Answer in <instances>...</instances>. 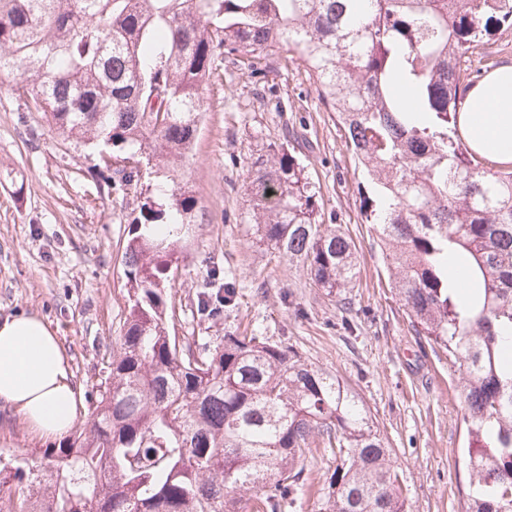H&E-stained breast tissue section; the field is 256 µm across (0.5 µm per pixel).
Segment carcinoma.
Masks as SVG:
<instances>
[{
    "mask_svg": "<svg viewBox=\"0 0 512 512\" xmlns=\"http://www.w3.org/2000/svg\"><path fill=\"white\" fill-rule=\"evenodd\" d=\"M512 0H0V74L61 134L112 143L99 175L140 184L194 144L220 64L252 75L295 64L336 113L354 160L385 200H364L411 326L460 376L466 405L464 512H512V167L459 133L475 84L461 66ZM411 89V103L396 94ZM109 175H104V172ZM318 191L282 144L253 163L255 243L302 264L340 298L356 285L352 239L321 222ZM195 201L176 184L145 197L123 252L129 298L119 352L88 428L43 452L27 487L0 467V512H296L310 455L335 464L318 512H407L398 467L370 411L293 347L227 331L169 336L170 272ZM466 261L465 301L448 260ZM202 291L197 311L236 305Z\"/></svg>",
    "mask_w": 512,
    "mask_h": 512,
    "instance_id": "obj_1",
    "label": "carcinoma"
}]
</instances>
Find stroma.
<instances>
[{
    "label": "stroma",
    "mask_w": 512,
    "mask_h": 512,
    "mask_svg": "<svg viewBox=\"0 0 512 512\" xmlns=\"http://www.w3.org/2000/svg\"><path fill=\"white\" fill-rule=\"evenodd\" d=\"M15 82L0 75V320L22 312L57 328L88 404L118 346L128 300L122 251L144 197L118 194L94 174L97 149L59 133L13 92ZM284 142L320 190L324 224L356 246L353 335L338 325L335 298L300 264L259 248L244 222L252 165ZM174 177L196 205L171 273L170 335L238 328L293 346L344 381L375 417L407 488L408 512H462L468 473L460 463L465 406L457 380L409 325L362 215L368 182L307 74L291 67L257 80L246 67H220ZM227 282L237 308L198 315V293ZM45 447L0 407L1 459L35 466Z\"/></svg>",
    "instance_id": "obj_1"
}]
</instances>
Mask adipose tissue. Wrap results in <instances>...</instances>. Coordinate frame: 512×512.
I'll return each instance as SVG.
<instances>
[{
  "mask_svg": "<svg viewBox=\"0 0 512 512\" xmlns=\"http://www.w3.org/2000/svg\"><path fill=\"white\" fill-rule=\"evenodd\" d=\"M459 132L480 155L512 164V64L490 72L468 95ZM0 405L47 440L64 438L83 408L69 357L56 332L40 317L0 320Z\"/></svg>",
  "mask_w": 512,
  "mask_h": 512,
  "instance_id": "obj_1",
  "label": "adipose tissue"
}]
</instances>
